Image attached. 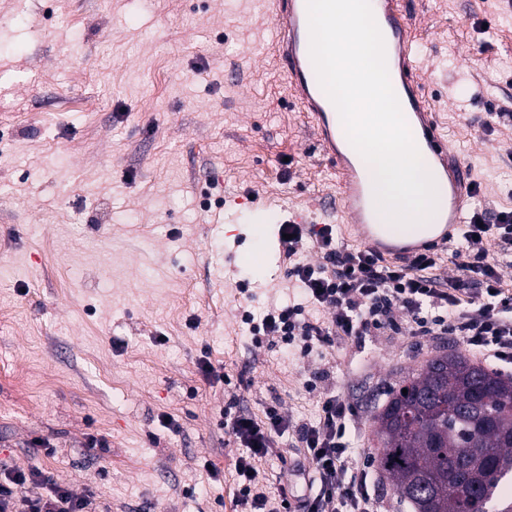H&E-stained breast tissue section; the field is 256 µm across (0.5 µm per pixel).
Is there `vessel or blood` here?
<instances>
[{
	"label": "vessel or blood",
	"instance_id": "vessel-or-blood-1",
	"mask_svg": "<svg viewBox=\"0 0 512 512\" xmlns=\"http://www.w3.org/2000/svg\"><path fill=\"white\" fill-rule=\"evenodd\" d=\"M269 2L275 54L313 128L318 147L335 168L337 201L345 223L354 228L366 249L390 261L447 247L474 205L476 175L438 131L419 77L416 35L401 9V0H370V4L384 38L393 90L443 198L431 220L410 226L380 220L372 179L350 144L337 109L318 82L310 57L306 0Z\"/></svg>",
	"mask_w": 512,
	"mask_h": 512
}]
</instances>
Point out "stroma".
<instances>
[{
    "instance_id": "35a3bbf8",
    "label": "stroma",
    "mask_w": 512,
    "mask_h": 512,
    "mask_svg": "<svg viewBox=\"0 0 512 512\" xmlns=\"http://www.w3.org/2000/svg\"><path fill=\"white\" fill-rule=\"evenodd\" d=\"M408 6L476 207L512 209V130L494 120L512 106V13ZM335 191L266 0H0V464L94 491L98 512H232L243 449L225 406L261 420L278 400L309 423L333 390L356 407L349 467L386 512H412L378 470L373 417L404 371L459 342L399 333L304 355L242 322L297 300L279 227L340 224L320 205ZM277 446L259 473L272 492L303 458L292 435Z\"/></svg>"
}]
</instances>
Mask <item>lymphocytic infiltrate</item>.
Wrapping results in <instances>:
<instances>
[{
    "instance_id": "obj_1",
    "label": "lymphocytic infiltrate",
    "mask_w": 512,
    "mask_h": 512,
    "mask_svg": "<svg viewBox=\"0 0 512 512\" xmlns=\"http://www.w3.org/2000/svg\"><path fill=\"white\" fill-rule=\"evenodd\" d=\"M291 274L303 300L269 310L244 322L256 336L299 343L303 353L332 347L341 341L389 330L412 337L453 336L469 351L492 363H512V290L505 288L500 261L488 242L497 239L501 251H512V210L494 215L476 210L462 224L452 253L456 274H436L434 256L423 253L408 265L382 262L365 249L338 245L336 229L325 224L309 231L285 224ZM321 254L318 263L300 260L307 243ZM328 318H318V311ZM352 408L340 395L328 393L316 422L292 425L278 406L267 407L264 420L225 411L223 426L243 453L234 464L238 488L235 512H381L371 495L366 470L349 469ZM295 430L304 450L309 482L316 490L294 495L280 484L270 493L258 484L257 464L275 455L278 436ZM95 494H78L64 482L36 469L0 468V512H94Z\"/></svg>"
}]
</instances>
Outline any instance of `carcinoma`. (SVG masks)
<instances>
[{"mask_svg": "<svg viewBox=\"0 0 512 512\" xmlns=\"http://www.w3.org/2000/svg\"><path fill=\"white\" fill-rule=\"evenodd\" d=\"M374 424L378 469L413 512H512V375L443 355L407 372ZM468 455L475 488L460 469Z\"/></svg>", "mask_w": 512, "mask_h": 512, "instance_id": "obj_1", "label": "carcinoma"}]
</instances>
